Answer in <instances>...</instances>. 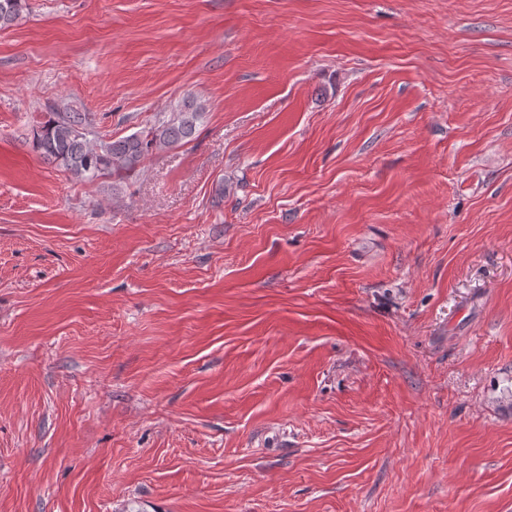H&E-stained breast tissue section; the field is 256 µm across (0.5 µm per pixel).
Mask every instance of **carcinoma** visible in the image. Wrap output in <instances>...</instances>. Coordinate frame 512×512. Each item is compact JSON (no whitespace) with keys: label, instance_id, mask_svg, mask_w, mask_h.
Here are the masks:
<instances>
[{"label":"carcinoma","instance_id":"1","mask_svg":"<svg viewBox=\"0 0 512 512\" xmlns=\"http://www.w3.org/2000/svg\"><path fill=\"white\" fill-rule=\"evenodd\" d=\"M24 8L26 0H0V27L14 23ZM202 119V108L187 98L141 130L113 139L95 130L91 113L52 106L49 119L33 130V143L45 160L78 178L127 179L140 173L150 155L192 141Z\"/></svg>","mask_w":512,"mask_h":512}]
</instances>
